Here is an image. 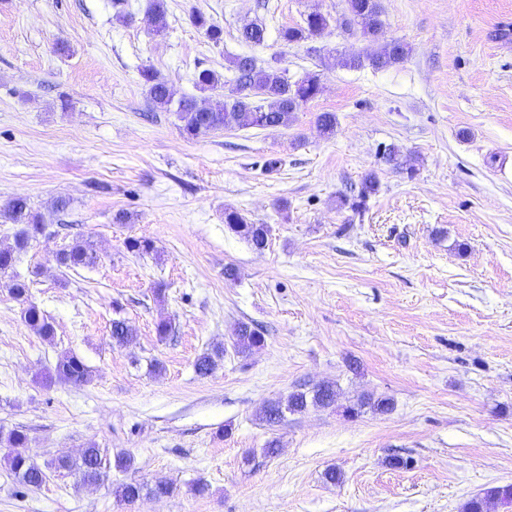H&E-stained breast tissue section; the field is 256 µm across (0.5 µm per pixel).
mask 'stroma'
Wrapping results in <instances>:
<instances>
[{
    "label": "stroma",
    "mask_w": 512,
    "mask_h": 512,
    "mask_svg": "<svg viewBox=\"0 0 512 512\" xmlns=\"http://www.w3.org/2000/svg\"><path fill=\"white\" fill-rule=\"evenodd\" d=\"M381 3L386 38L411 52L375 71L338 64L374 51L359 33L331 27L311 51L277 37L314 5L340 17L343 0H167L161 37L148 0H127L125 24L115 0H0V204L24 196L45 218L13 271L55 327L37 335L0 286V428L23 430L41 466L91 445L133 460L96 485L51 470L33 490L0 462V512H462L512 485V0ZM194 11L223 26V44ZM255 18L267 40L250 49L237 35ZM247 52L294 79L333 67L285 128L193 138L149 104L143 67L202 102L196 72ZM323 112L333 136L317 128ZM389 145L409 170L382 162ZM371 170L365 209L341 204ZM228 208L270 226L263 251L227 227ZM131 237L153 253L128 252ZM78 238L95 264L59 267ZM118 314L136 330L123 345ZM241 322L265 337L247 357L231 348ZM217 346L223 360L197 376ZM65 352L90 368L86 383L48 381ZM322 382L335 407L258 419ZM364 395L394 407L347 414ZM132 479L175 491L126 503L115 489ZM191 23L201 30L205 38L213 45H220L224 42V28L202 13L191 16Z\"/></svg>",
    "instance_id": "1"
}]
</instances>
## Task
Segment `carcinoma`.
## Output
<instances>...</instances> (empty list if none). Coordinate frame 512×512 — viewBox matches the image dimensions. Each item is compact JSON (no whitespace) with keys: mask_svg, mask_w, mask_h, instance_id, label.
<instances>
[{"mask_svg":"<svg viewBox=\"0 0 512 512\" xmlns=\"http://www.w3.org/2000/svg\"><path fill=\"white\" fill-rule=\"evenodd\" d=\"M343 13L336 19V26L360 31L362 37L370 42L379 43L377 50L366 54H352L343 57L340 64L349 69L369 67L373 70L391 68L403 62L409 55L410 48L398 39H386V23L381 0H345ZM151 22L153 31L161 34L168 27L166 0H151ZM191 23L201 30L205 38L218 46L224 43V28L202 13L191 16ZM331 27V16L315 8L310 11L303 23L295 26H283L278 29V39L286 45L304 44L321 37ZM238 39L241 43L258 47L267 39V27L263 23L251 22L239 29ZM228 69L235 72V87L231 95L219 93L224 88L221 75L212 69H202L195 77L196 87L202 91L217 93L207 107L199 106L194 97L174 100L168 82L159 77L150 68H144L140 75L147 88V98L156 110L176 113L179 128L190 137H198L213 131L229 128H271L286 127L294 113L301 110L309 101L321 92V74L308 72L297 81H290L287 70L271 64H262L252 55H237L229 60ZM379 180L373 171L366 173L361 182L357 198L351 203L356 209L366 204V200L377 193ZM3 215L19 226L15 233L14 247L10 251H0V276L7 275L12 269L15 256L28 249L31 242L42 230V218L33 211L30 201L22 196L9 199L3 205ZM224 223L229 229L246 240L257 250H263L268 242L270 227L267 224L250 222L235 209H224ZM97 256L86 242L76 239L55 257L57 264L66 269L87 267L96 262ZM11 296L25 305L23 318L35 332L45 339L54 336V326L48 318L33 304L28 303L29 285L27 281L16 276L6 282ZM135 334L134 328L124 318L112 319L111 336L118 342H129ZM265 338L248 323L240 324L234 333L232 346L241 355L264 345ZM224 358V349L217 347L201 354L194 363L195 372L200 376L210 375ZM55 375L68 383L80 385L90 378V370L74 353L66 352L58 359ZM336 403V386L319 384L308 387L303 385L288 394L285 401H272L259 411V420L273 427L280 423L285 412L301 413L308 407L327 408ZM0 444L8 448L4 456L5 464L27 487H39L45 479V471L36 464L28 448L27 435L18 429L7 432L0 430ZM47 467L57 471H73L84 484H96L106 476L107 463L103 460L100 449L92 446L84 449L79 459L73 461L66 457L47 463ZM155 497H164L173 493V485L159 480L153 485L132 480L116 488L117 497L125 502H134L143 493ZM491 496H500L509 503L512 501V487H493L483 496H475L467 501L464 512H484L485 500Z\"/></svg>","mask_w":512,"mask_h":512,"instance_id":"carcinoma-1","label":"carcinoma"}]
</instances>
